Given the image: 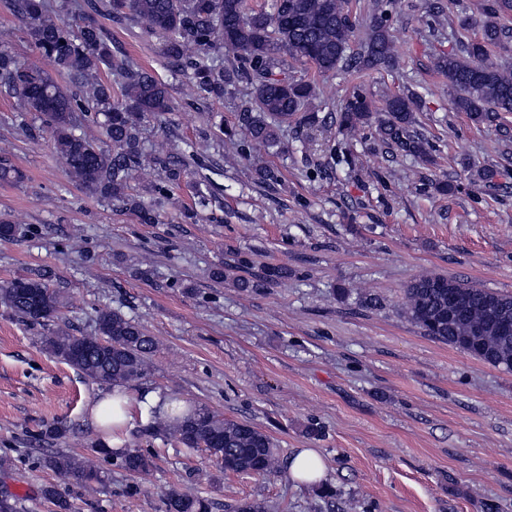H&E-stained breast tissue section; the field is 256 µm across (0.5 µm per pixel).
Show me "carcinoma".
<instances>
[{
	"label": "carcinoma",
	"mask_w": 512,
	"mask_h": 512,
	"mask_svg": "<svg viewBox=\"0 0 512 512\" xmlns=\"http://www.w3.org/2000/svg\"><path fill=\"white\" fill-rule=\"evenodd\" d=\"M349 0H274L272 11L255 9L247 0H85L75 5L82 21L62 19L45 0H11L33 46L53 61L70 84L63 86L36 63L0 46V88L11 98V111L38 115L57 156L90 192L130 206L145 224L156 220L155 204L127 194L130 182L166 156V179H180L181 163L171 152L144 151L139 128L150 117L173 110L171 87L112 50V37L96 16L130 19L162 39L161 52L173 75L186 78L187 96L221 100L227 87L250 86L249 113L236 140L241 152L253 144L273 146L288 120L302 114L308 125L349 136L375 126V140L391 154L418 159L432 151L414 115L423 96L406 89L385 100L383 116L373 118L368 96L359 86L339 103L336 113L319 117L321 91L304 78L281 76L288 61L312 66L319 74L365 76L371 72L403 74L401 57L389 29V10L401 0L375 4L369 20L353 16ZM426 13L445 27L441 0H425ZM512 14V0H483L480 39L456 40L437 59L436 70L453 90L451 106L478 127L512 139L502 115L512 113V67L489 56V47L512 41V29L500 20ZM235 63L224 64V52ZM121 79L122 100L112 101V76ZM95 121L112 146L105 151L78 134L83 121ZM288 278V267L271 266L255 280L235 278L239 288H256ZM0 304L31 325L59 318L58 293L41 277L18 278L0 286ZM402 315L422 334L462 348L473 358L512 371V294L493 291L465 279L422 273L404 289ZM45 349L101 386L133 385L145 378L157 342L141 324L119 311L98 315L95 334L76 336L59 326L43 337ZM150 429L178 445L203 448L224 473L269 477L281 473L277 444L246 421L226 418L205 405L187 408L173 418L152 417ZM46 464L86 485L102 484L106 475L80 458L57 454ZM121 466L147 475L153 457L138 449L121 453ZM57 512L73 505L57 489L43 490ZM166 512H212L213 503L173 487L165 494ZM224 512H271L263 499L224 504Z\"/></svg>",
	"instance_id": "cac0c4a2"
}]
</instances>
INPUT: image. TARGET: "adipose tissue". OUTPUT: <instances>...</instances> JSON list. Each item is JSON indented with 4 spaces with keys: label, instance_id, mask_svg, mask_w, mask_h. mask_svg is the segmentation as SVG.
Here are the masks:
<instances>
[{
    "label": "adipose tissue",
    "instance_id": "adipose-tissue-1",
    "mask_svg": "<svg viewBox=\"0 0 512 512\" xmlns=\"http://www.w3.org/2000/svg\"><path fill=\"white\" fill-rule=\"evenodd\" d=\"M179 404L171 402L153 387L146 386L137 391L115 386L100 393L89 408L88 419L92 425L103 428V442L108 446L124 443L134 421L158 411L174 415L179 413Z\"/></svg>",
    "mask_w": 512,
    "mask_h": 512
}]
</instances>
